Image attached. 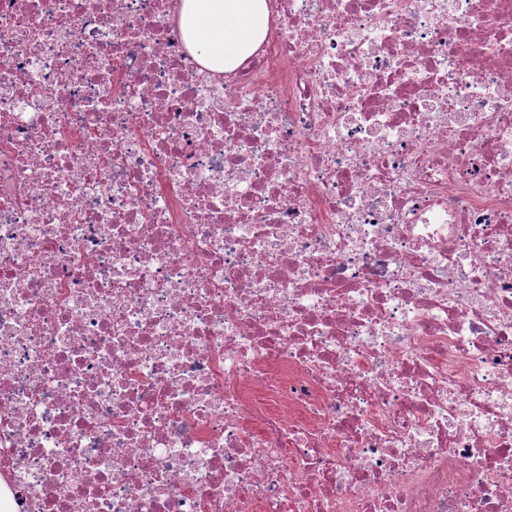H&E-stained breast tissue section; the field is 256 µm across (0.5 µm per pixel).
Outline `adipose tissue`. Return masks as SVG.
I'll list each match as a JSON object with an SVG mask.
<instances>
[{"mask_svg": "<svg viewBox=\"0 0 512 512\" xmlns=\"http://www.w3.org/2000/svg\"><path fill=\"white\" fill-rule=\"evenodd\" d=\"M268 0H183L178 26L200 66L227 71L263 41Z\"/></svg>", "mask_w": 512, "mask_h": 512, "instance_id": "1", "label": "adipose tissue"}]
</instances>
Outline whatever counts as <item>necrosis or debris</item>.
Wrapping results in <instances>:
<instances>
[{
    "label": "necrosis or debris",
    "instance_id": "1",
    "mask_svg": "<svg viewBox=\"0 0 512 512\" xmlns=\"http://www.w3.org/2000/svg\"><path fill=\"white\" fill-rule=\"evenodd\" d=\"M0 0V501L512 512V0ZM268 0H183L178 26L200 66L232 70L263 41Z\"/></svg>",
    "mask_w": 512,
    "mask_h": 512
}]
</instances>
